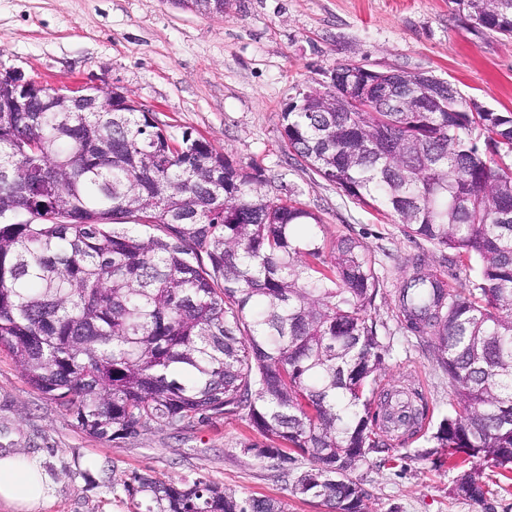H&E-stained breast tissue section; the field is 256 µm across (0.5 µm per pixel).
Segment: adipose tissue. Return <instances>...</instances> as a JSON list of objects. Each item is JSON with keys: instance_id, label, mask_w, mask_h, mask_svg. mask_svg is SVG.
Instances as JSON below:
<instances>
[{"instance_id": "adipose-tissue-1", "label": "adipose tissue", "mask_w": 512, "mask_h": 512, "mask_svg": "<svg viewBox=\"0 0 512 512\" xmlns=\"http://www.w3.org/2000/svg\"><path fill=\"white\" fill-rule=\"evenodd\" d=\"M48 493L49 479L38 464L16 451H0V507L42 512Z\"/></svg>"}]
</instances>
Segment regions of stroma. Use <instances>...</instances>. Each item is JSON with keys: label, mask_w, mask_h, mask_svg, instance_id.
Here are the masks:
<instances>
[{"label": "stroma", "mask_w": 512, "mask_h": 512, "mask_svg": "<svg viewBox=\"0 0 512 512\" xmlns=\"http://www.w3.org/2000/svg\"><path fill=\"white\" fill-rule=\"evenodd\" d=\"M402 69L448 80L463 102L512 112V39L470 29L452 0H231L221 15L173 0H0V71L17 70L49 87L89 81L126 93L174 135L191 131L241 165L264 170L261 191L292 197L318 214L319 242L359 240L380 280L371 315L390 342V389L422 388L425 434L389 433L355 477L369 512H512V479L485 469L487 505L455 496L456 470L429 456V434L456 407L454 389L429 348L401 323L398 292L418 247L389 216L358 204L292 156L281 114L299 90L319 86L339 63ZM258 435L224 416L187 432L166 428L127 440L99 439L27 381L0 346V450L36 459L51 481L44 512H135L121 477L151 471L163 480L205 476L242 496H267L287 512H322L290 492L267 460L248 453Z\"/></svg>", "instance_id": "1"}]
</instances>
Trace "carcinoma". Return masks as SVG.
I'll use <instances>...</instances> for the list:
<instances>
[{
  "mask_svg": "<svg viewBox=\"0 0 512 512\" xmlns=\"http://www.w3.org/2000/svg\"><path fill=\"white\" fill-rule=\"evenodd\" d=\"M456 2L512 38V0ZM334 71L352 83L361 66ZM348 106L337 86L306 89L282 112L286 146L410 240L475 262L455 289L421 271V256L406 259L414 275L398 307L434 337L457 399L427 455L459 470L457 495L482 503L483 466L512 472V112L457 95L449 112ZM262 177L148 112H85L49 95L0 112V345L90 436L239 415L267 440L249 452L282 470L309 462L292 495L365 512L357 465L388 447L389 426L416 435L428 406L383 382L389 344L371 316L368 248L341 238L326 255L298 239L321 218L268 198ZM122 482L144 512H286L203 477Z\"/></svg>",
  "mask_w": 512,
  "mask_h": 512,
  "instance_id": "cac0c4a2",
  "label": "carcinoma"
}]
</instances>
